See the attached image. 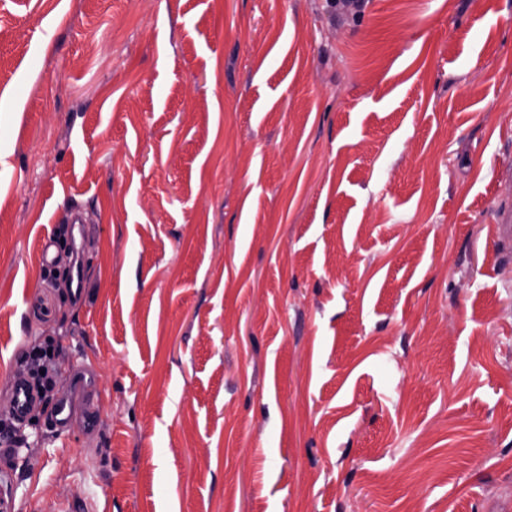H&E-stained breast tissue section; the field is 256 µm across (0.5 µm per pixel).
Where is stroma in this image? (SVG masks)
<instances>
[{
  "instance_id": "stroma-1",
  "label": "stroma",
  "mask_w": 512,
  "mask_h": 512,
  "mask_svg": "<svg viewBox=\"0 0 512 512\" xmlns=\"http://www.w3.org/2000/svg\"><path fill=\"white\" fill-rule=\"evenodd\" d=\"M505 203L512 0H0V498L512 512ZM493 223V236L499 250L512 253V208H498L494 213ZM12 413L18 419H25L29 412L40 403V396L34 384L26 378H15L12 382Z\"/></svg>"
}]
</instances>
